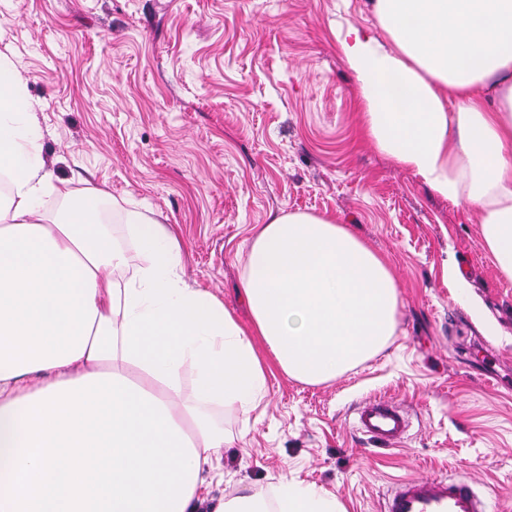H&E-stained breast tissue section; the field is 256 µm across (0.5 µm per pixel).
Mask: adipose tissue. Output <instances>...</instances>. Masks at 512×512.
Listing matches in <instances>:
<instances>
[{
	"label": "adipose tissue",
	"instance_id": "obj_1",
	"mask_svg": "<svg viewBox=\"0 0 512 512\" xmlns=\"http://www.w3.org/2000/svg\"><path fill=\"white\" fill-rule=\"evenodd\" d=\"M374 34L339 26L361 132L441 198L481 215L512 280V0H374ZM35 106L0 53V512H199L223 478L214 414L256 410L267 375L317 385L381 353L399 293L388 261L346 225L275 213L254 225L242 325L186 282L171 225L132 214L131 247L102 228L111 196L53 183ZM64 200L44 221L47 193ZM267 346L259 354L256 341ZM209 512H345L282 482Z\"/></svg>",
	"mask_w": 512,
	"mask_h": 512
}]
</instances>
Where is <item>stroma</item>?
Instances as JSON below:
<instances>
[{"label":"stroma","instance_id":"stroma-1","mask_svg":"<svg viewBox=\"0 0 512 512\" xmlns=\"http://www.w3.org/2000/svg\"><path fill=\"white\" fill-rule=\"evenodd\" d=\"M378 31L370 0H0V51L38 101L42 156L75 194L176 225L186 281L237 294L250 229L270 213L349 225L392 266L398 325L388 347L336 381L269 374L248 415L224 410L223 482L274 500L283 481L328 490L347 512H382L405 476L476 480L512 512V282L500 276L479 213L434 194L360 136L353 73L337 23ZM458 268L471 301L445 272ZM479 303L485 322L471 310ZM402 404L401 446L355 429L367 399Z\"/></svg>","mask_w":512,"mask_h":512}]
</instances>
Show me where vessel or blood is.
Listing matches in <instances>:
<instances>
[{
    "mask_svg": "<svg viewBox=\"0 0 512 512\" xmlns=\"http://www.w3.org/2000/svg\"><path fill=\"white\" fill-rule=\"evenodd\" d=\"M356 428L369 439L393 447L407 436L410 421L396 403L384 398L364 401L356 412ZM383 512H491L475 487L438 477L397 479L385 498Z\"/></svg>",
    "mask_w": 512,
    "mask_h": 512,
    "instance_id": "b4317fda",
    "label": "vessel or blood"
}]
</instances>
